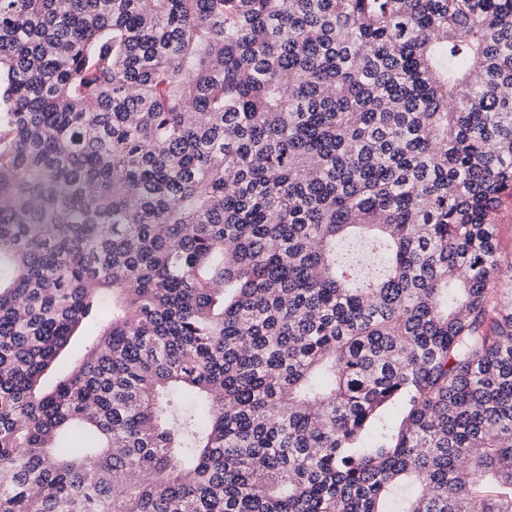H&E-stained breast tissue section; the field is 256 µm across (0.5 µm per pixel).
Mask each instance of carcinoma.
<instances>
[{
    "label": "carcinoma",
    "mask_w": 512,
    "mask_h": 512,
    "mask_svg": "<svg viewBox=\"0 0 512 512\" xmlns=\"http://www.w3.org/2000/svg\"><path fill=\"white\" fill-rule=\"evenodd\" d=\"M505 195L512 0H0V512H512ZM498 250L506 262L512 260V198L505 197L496 213ZM85 344V336H76L70 349L59 357L55 367L49 373L47 377L49 384H55L59 377L63 376L68 370H70L73 362L77 358V354L83 349Z\"/></svg>",
    "instance_id": "carcinoma-1"
}]
</instances>
